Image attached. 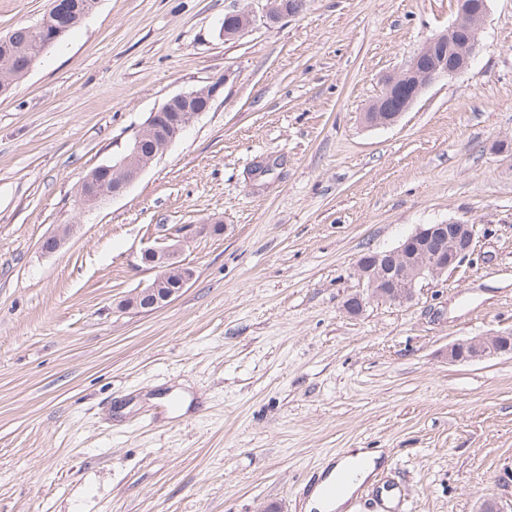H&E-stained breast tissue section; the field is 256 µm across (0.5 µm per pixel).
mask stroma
I'll list each match as a JSON object with an SVG mask.
<instances>
[{"label": "stroma", "instance_id": "1", "mask_svg": "<svg viewBox=\"0 0 512 512\" xmlns=\"http://www.w3.org/2000/svg\"><path fill=\"white\" fill-rule=\"evenodd\" d=\"M47 6L0 0V37ZM243 9L255 24L224 40ZM265 10L97 0L0 96V512H305L309 475L349 448L381 449L394 512L512 505V355L447 357L512 329V0H488L472 67L388 128L366 108L455 0ZM209 85L122 196L78 203L151 112ZM448 219L477 227L454 270L345 313L365 253ZM174 234L194 279L122 309ZM253 19L249 13L244 11L228 12L224 15V22L220 28V36L224 40H231L237 37L244 29L251 25Z\"/></svg>", "mask_w": 512, "mask_h": 512}]
</instances>
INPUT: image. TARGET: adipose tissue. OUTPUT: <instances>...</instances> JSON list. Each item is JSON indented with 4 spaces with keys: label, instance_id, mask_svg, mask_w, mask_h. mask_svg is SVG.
<instances>
[{
    "label": "adipose tissue",
    "instance_id": "1",
    "mask_svg": "<svg viewBox=\"0 0 512 512\" xmlns=\"http://www.w3.org/2000/svg\"><path fill=\"white\" fill-rule=\"evenodd\" d=\"M383 466L380 451L357 448L349 450L329 469L328 479H335L343 473H351L352 479L344 492L336 497H328L323 485H316L306 503L308 512H349L348 501L355 492L364 486L372 485L376 474Z\"/></svg>",
    "mask_w": 512,
    "mask_h": 512
}]
</instances>
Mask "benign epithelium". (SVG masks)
<instances>
[{
    "mask_svg": "<svg viewBox=\"0 0 512 512\" xmlns=\"http://www.w3.org/2000/svg\"><path fill=\"white\" fill-rule=\"evenodd\" d=\"M267 17L272 21L299 14L305 0H268ZM488 11V0H456V18L448 30L435 36L399 71L384 77V91L363 113L371 127L396 124L414 105L423 90L434 80L453 77L467 70L479 49L478 36ZM253 19L244 11L224 15L220 36L237 37ZM216 87L173 96L152 112L137 131L126 152L110 164L92 170L81 182L78 193L84 205L105 197L122 195L144 168L171 147L195 118L208 110ZM112 179V190L104 182ZM71 233V225L58 226L44 239L42 250L58 251ZM475 225L450 219L439 224H425L407 236L397 247L381 254H366L357 265L362 291L349 296L344 309L360 314L371 301L403 303L413 297L416 285L436 279L456 268L469 256L474 243ZM182 256L178 239L144 249L142 262L157 271L156 278L136 289L122 307L137 312H151L178 297L194 277L193 269ZM448 362L465 363L512 354V330L475 336L448 345Z\"/></svg>",
    "mask_w": 512,
    "mask_h": 512,
    "instance_id": "7a95c632",
    "label": "benign epithelium"
}]
</instances>
